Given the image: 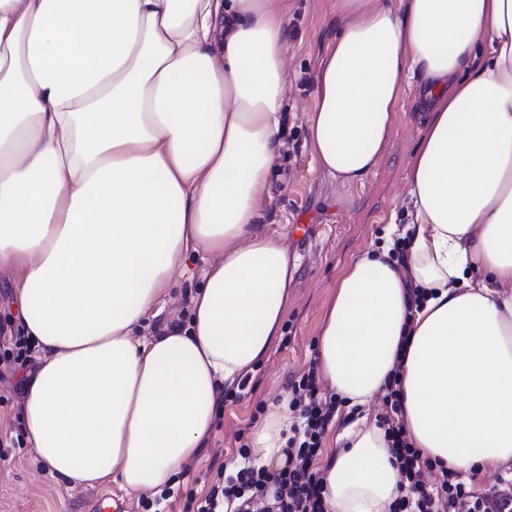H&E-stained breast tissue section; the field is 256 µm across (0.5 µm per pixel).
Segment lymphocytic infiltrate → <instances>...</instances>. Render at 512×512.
I'll use <instances>...</instances> for the list:
<instances>
[{"instance_id":"lymphocytic-infiltrate-1","label":"lymphocytic infiltrate","mask_w":512,"mask_h":512,"mask_svg":"<svg viewBox=\"0 0 512 512\" xmlns=\"http://www.w3.org/2000/svg\"><path fill=\"white\" fill-rule=\"evenodd\" d=\"M289 403L298 419L290 428L286 459L276 467L256 465L249 449H239V467L213 485L198 512H325L323 479L314 468L323 437L340 402L320 392L315 371L292 382ZM390 408L381 425L401 475V495L391 512H512V478L478 493L458 482L454 472L436 470L408 442L402 423L401 382L391 376L384 387Z\"/></svg>"}]
</instances>
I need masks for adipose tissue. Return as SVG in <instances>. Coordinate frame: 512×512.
<instances>
[{
    "label": "adipose tissue",
    "instance_id": "obj_1",
    "mask_svg": "<svg viewBox=\"0 0 512 512\" xmlns=\"http://www.w3.org/2000/svg\"><path fill=\"white\" fill-rule=\"evenodd\" d=\"M290 0H0V271L21 269L40 352L21 420L69 491L161 493L209 440L220 396L282 334L298 258L264 222L288 86ZM309 141L363 182L407 88L429 116L393 239L353 259L317 370L348 406L401 380L406 435L468 477L512 465V0H332ZM185 325L159 316L188 254ZM423 288L412 306L409 286ZM290 418L253 432L283 462ZM319 462L327 512H387L384 430L347 422ZM205 263L201 254L198 257H192L188 261L189 272L184 277L177 279L172 286V295L175 301L167 305L165 311L157 320L146 321L147 325L143 329V335L151 334L161 320L178 318L182 322H187L190 314L191 295L202 283V272Z\"/></svg>",
    "mask_w": 512,
    "mask_h": 512
}]
</instances>
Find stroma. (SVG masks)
Instances as JSON below:
<instances>
[{
	"label": "stroma",
	"mask_w": 512,
	"mask_h": 512,
	"mask_svg": "<svg viewBox=\"0 0 512 512\" xmlns=\"http://www.w3.org/2000/svg\"><path fill=\"white\" fill-rule=\"evenodd\" d=\"M331 0H291L288 37L291 66L283 108L281 146L270 177L271 200L265 221L286 234L298 258L289 288L283 334L267 357L250 372L245 389H225L223 410L205 448L189 459L160 504L162 512H197L217 481L220 467L249 446L255 426L279 403L291 378L317 360L322 316L345 266L371 245L381 243L388 224L406 223L403 185L424 114L413 93L397 108L396 132L377 169L364 183L342 186L324 177L309 146L316 74L335 30ZM203 257L188 262V272L172 286L174 301L163 319L187 320L191 296L201 284ZM18 375L0 374V512H97L100 500L124 502L129 512H146L140 496L118 484L68 491L47 472L29 448L19 420Z\"/></svg>",
	"instance_id": "1"
}]
</instances>
